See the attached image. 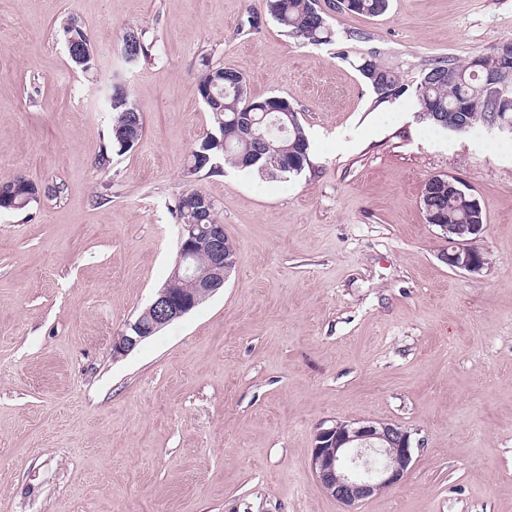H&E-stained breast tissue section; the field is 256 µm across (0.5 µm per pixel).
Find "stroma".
I'll list each match as a JSON object with an SVG mask.
<instances>
[{
  "label": "stroma",
  "mask_w": 512,
  "mask_h": 512,
  "mask_svg": "<svg viewBox=\"0 0 512 512\" xmlns=\"http://www.w3.org/2000/svg\"><path fill=\"white\" fill-rule=\"evenodd\" d=\"M333 2L318 0L330 42L310 44L265 0H0V179L45 190L0 211V512H343L311 467L336 420L415 443L404 482L355 512H512V137L432 127L414 97L430 62L512 39V0H390L378 16ZM70 17L92 70L69 61ZM130 26L149 46L132 67ZM369 56L404 94L377 102ZM209 65L295 102L309 168L189 174L213 127L195 93ZM118 74L144 122L122 155ZM436 175L481 206L480 272L442 258L419 204ZM189 189L216 201L235 268L115 354L170 274Z\"/></svg>",
  "instance_id": "1"
}]
</instances>
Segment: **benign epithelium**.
<instances>
[{
    "instance_id": "7a95c632",
    "label": "benign epithelium",
    "mask_w": 512,
    "mask_h": 512,
    "mask_svg": "<svg viewBox=\"0 0 512 512\" xmlns=\"http://www.w3.org/2000/svg\"><path fill=\"white\" fill-rule=\"evenodd\" d=\"M72 62L82 67L95 56L89 42L72 38L67 44ZM449 250L443 259L454 270L470 273L486 264L478 246L482 224H441ZM224 225L183 224L173 267L177 276L192 288L186 296H177L168 288L158 289L142 316L129 324L130 333L118 337L115 348L128 353L148 335L178 320L217 290L224 287L225 270L232 263L224 251ZM205 251L210 262L199 268L197 252ZM412 434L392 422L338 421L320 427L313 437L312 470L325 492L349 508L398 485L412 462Z\"/></svg>"
}]
</instances>
